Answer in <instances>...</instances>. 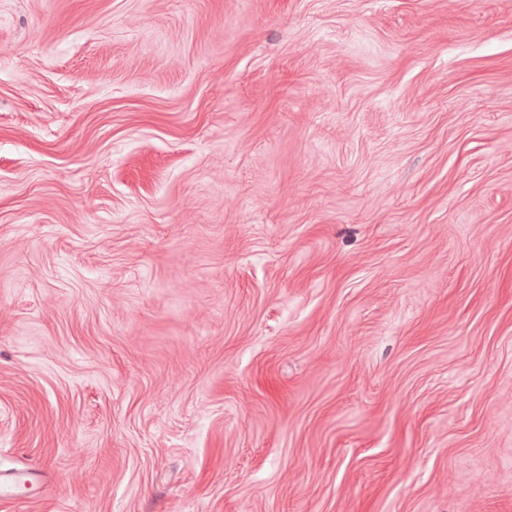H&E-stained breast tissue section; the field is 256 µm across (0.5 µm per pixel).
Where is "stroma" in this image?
Instances as JSON below:
<instances>
[{
    "label": "stroma",
    "instance_id": "1",
    "mask_svg": "<svg viewBox=\"0 0 512 512\" xmlns=\"http://www.w3.org/2000/svg\"><path fill=\"white\" fill-rule=\"evenodd\" d=\"M0 512H512V0H0ZM38 471L27 468L21 471H15L3 476L0 475V498L5 493L15 496V489L20 485H27L30 481L37 480Z\"/></svg>",
    "mask_w": 512,
    "mask_h": 512
}]
</instances>
